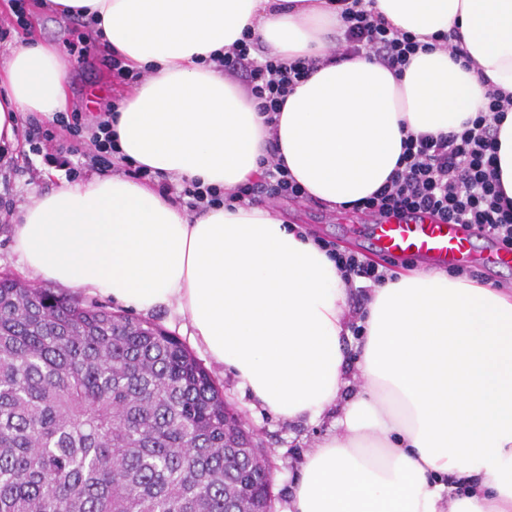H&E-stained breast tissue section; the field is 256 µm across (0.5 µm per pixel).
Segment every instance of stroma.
Returning <instances> with one entry per match:
<instances>
[{"mask_svg": "<svg viewBox=\"0 0 512 512\" xmlns=\"http://www.w3.org/2000/svg\"><path fill=\"white\" fill-rule=\"evenodd\" d=\"M25 2L29 26L38 29L44 42L56 45L59 51H66L76 27L74 18L41 11L36 0ZM66 82L71 108L85 113L102 111L106 104L118 98L122 85L121 78L95 49L84 60L71 62ZM35 134L41 137V150L37 153L29 144L30 137ZM71 139L69 131L56 122L43 119L39 113L21 115L17 143L10 148L6 161H0V208L5 211L0 217V272H9L24 282H31L30 273L13 247L12 227L22 205L30 202L33 196L49 192L66 182L65 170L51 163L48 154L53 145ZM275 207L287 214L290 223L316 233L340 249L362 254L379 265L388 262L387 257L375 252L371 245L369 226L372 218L367 214L349 210L340 220L336 217V209L309 199L281 200ZM149 318L191 347L193 355L222 387L225 400L253 430L272 463L275 506L279 510L283 508L304 454L331 431L330 418H322L314 424L305 421L291 424L253 409L249 397L236 388L231 375L213 364L208 355L195 346L190 323L185 317L174 309L165 308L151 312Z\"/></svg>", "mask_w": 512, "mask_h": 512, "instance_id": "1", "label": "stroma"}]
</instances>
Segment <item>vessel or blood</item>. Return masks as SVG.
<instances>
[{"instance_id": "obj_1", "label": "vessel or blood", "mask_w": 512, "mask_h": 512, "mask_svg": "<svg viewBox=\"0 0 512 512\" xmlns=\"http://www.w3.org/2000/svg\"><path fill=\"white\" fill-rule=\"evenodd\" d=\"M373 246L387 256H419L443 267L473 261L460 225L437 222L425 212L381 219L373 227Z\"/></svg>"}]
</instances>
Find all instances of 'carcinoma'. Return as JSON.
I'll return each mask as SVG.
<instances>
[{
    "label": "carcinoma",
    "instance_id": "cac0c4a2",
    "mask_svg": "<svg viewBox=\"0 0 512 512\" xmlns=\"http://www.w3.org/2000/svg\"><path fill=\"white\" fill-rule=\"evenodd\" d=\"M258 451L176 337L0 273V512H275Z\"/></svg>",
    "mask_w": 512,
    "mask_h": 512
}]
</instances>
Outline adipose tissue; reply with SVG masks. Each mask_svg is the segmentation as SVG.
Instances as JSON below:
<instances>
[{
  "label": "adipose tissue",
  "mask_w": 512,
  "mask_h": 512,
  "mask_svg": "<svg viewBox=\"0 0 512 512\" xmlns=\"http://www.w3.org/2000/svg\"><path fill=\"white\" fill-rule=\"evenodd\" d=\"M100 21L107 53L147 78L112 119L134 165L227 190L270 141L308 198L352 208L393 174L411 134L462 130L512 96V0H374L425 43L401 74L328 63L335 0H50ZM457 31L459 54L435 47ZM251 34L283 62L318 61L275 125L211 53ZM67 63L35 38L0 59V144L19 117L67 111ZM13 246L34 278L141 313L174 307L253 407L335 419L301 462L286 512H512V293L444 269L372 288L349 397L347 285L315 237L264 205L186 212L147 183L97 174L22 206Z\"/></svg>",
  "instance_id": "1"
}]
</instances>
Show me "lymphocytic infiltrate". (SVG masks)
<instances>
[{"mask_svg":"<svg viewBox=\"0 0 512 512\" xmlns=\"http://www.w3.org/2000/svg\"><path fill=\"white\" fill-rule=\"evenodd\" d=\"M345 23L329 59L340 62L360 53L401 73L420 48L412 36L384 22L358 0H344ZM258 40L244 37L224 54L213 56L214 69L233 77L244 75L245 85L260 112L274 115L282 110L289 92L314 69V62L289 64L261 54ZM512 99L493 91L484 115L471 127L445 136H408L398 167L387 184L367 198L363 209L374 217L427 212L448 224H474L501 248L512 250V200L502 190L495 169L496 135L490 115L506 110ZM190 209L237 203L253 205L281 199H298L304 191L288 173L276 150H269L260 180L244 183L232 191L199 182L182 190ZM320 247L335 262L346 284L365 279L375 284L394 278L390 267H378L360 254L339 249L323 239Z\"/></svg>","mask_w":512,"mask_h":512,"instance_id":"obj_1","label":"lymphocytic infiltrate"}]
</instances>
